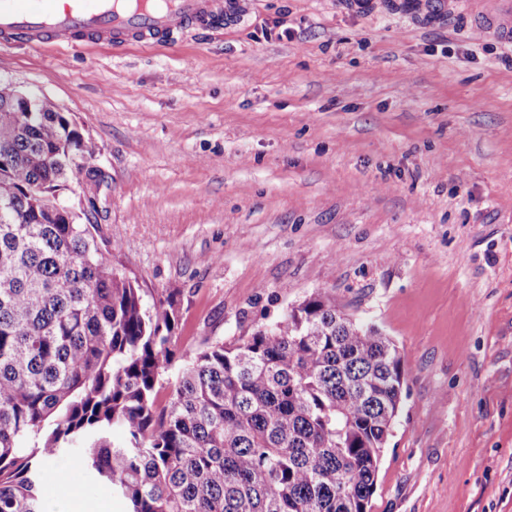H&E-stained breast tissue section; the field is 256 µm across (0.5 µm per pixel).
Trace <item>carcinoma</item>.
<instances>
[{"instance_id": "carcinoma-1", "label": "carcinoma", "mask_w": 512, "mask_h": 512, "mask_svg": "<svg viewBox=\"0 0 512 512\" xmlns=\"http://www.w3.org/2000/svg\"><path fill=\"white\" fill-rule=\"evenodd\" d=\"M74 168L103 177L67 113L0 96V512H46L40 471L73 449L126 512H370L392 339L315 296L179 349L177 300L145 301L88 211L56 206Z\"/></svg>"}]
</instances>
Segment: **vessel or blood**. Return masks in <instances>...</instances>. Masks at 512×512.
I'll list each match as a JSON object with an SVG mask.
<instances>
[{
    "label": "vessel or blood",
    "instance_id": "1",
    "mask_svg": "<svg viewBox=\"0 0 512 512\" xmlns=\"http://www.w3.org/2000/svg\"><path fill=\"white\" fill-rule=\"evenodd\" d=\"M460 0H339L351 11L385 8L420 23H438ZM475 25L486 35L512 42V0L493 11L470 6ZM239 0H0V44L30 42L68 44L74 39L123 45L160 42L174 31L206 29L222 20L240 21Z\"/></svg>",
    "mask_w": 512,
    "mask_h": 512
}]
</instances>
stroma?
<instances>
[{
  "label": "stroma",
  "instance_id": "1",
  "mask_svg": "<svg viewBox=\"0 0 512 512\" xmlns=\"http://www.w3.org/2000/svg\"><path fill=\"white\" fill-rule=\"evenodd\" d=\"M121 48L0 45V83L97 147L94 234L179 346L321 294L407 382L372 512H512V43L337 0ZM84 512H125L68 461Z\"/></svg>",
  "mask_w": 512,
  "mask_h": 512
}]
</instances>
